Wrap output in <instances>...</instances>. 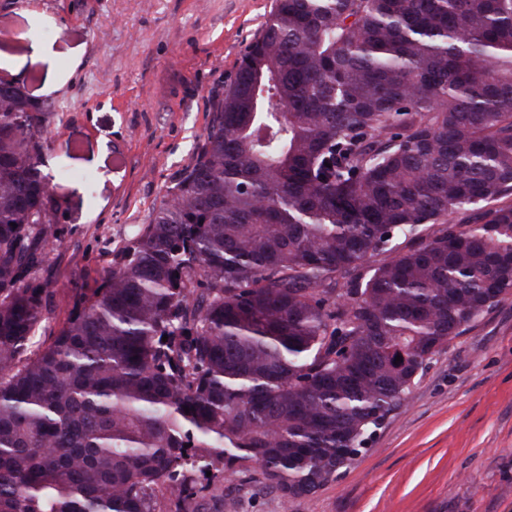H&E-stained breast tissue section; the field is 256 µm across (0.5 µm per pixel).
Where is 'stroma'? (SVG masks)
Instances as JSON below:
<instances>
[{
  "label": "stroma",
  "instance_id": "stroma-1",
  "mask_svg": "<svg viewBox=\"0 0 512 512\" xmlns=\"http://www.w3.org/2000/svg\"><path fill=\"white\" fill-rule=\"evenodd\" d=\"M273 0H0V58L28 55L22 88L51 111L43 153L61 205L42 254L50 345L193 164L212 105ZM512 512V298L449 341L367 449L317 493L284 502L254 469L225 475L193 512Z\"/></svg>",
  "mask_w": 512,
  "mask_h": 512
}]
</instances>
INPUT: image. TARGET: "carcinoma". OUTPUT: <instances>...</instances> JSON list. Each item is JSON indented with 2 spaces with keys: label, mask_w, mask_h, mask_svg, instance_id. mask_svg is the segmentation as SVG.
<instances>
[{
  "label": "carcinoma",
  "mask_w": 512,
  "mask_h": 512,
  "mask_svg": "<svg viewBox=\"0 0 512 512\" xmlns=\"http://www.w3.org/2000/svg\"><path fill=\"white\" fill-rule=\"evenodd\" d=\"M48 118L0 81V512H190L250 464L312 495L512 297V0H275L193 165L29 356Z\"/></svg>",
  "instance_id": "carcinoma-1"
}]
</instances>
